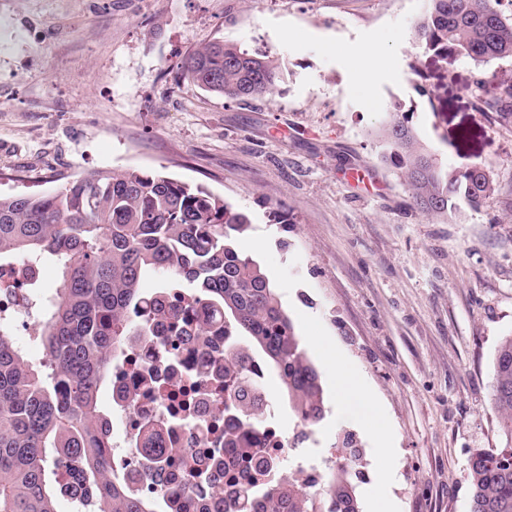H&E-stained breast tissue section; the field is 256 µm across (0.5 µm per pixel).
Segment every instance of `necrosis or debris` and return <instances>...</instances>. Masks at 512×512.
<instances>
[{
	"label": "necrosis or debris",
	"instance_id": "obj_1",
	"mask_svg": "<svg viewBox=\"0 0 512 512\" xmlns=\"http://www.w3.org/2000/svg\"><path fill=\"white\" fill-rule=\"evenodd\" d=\"M154 350L150 343L128 345L121 359L123 377L111 391L113 419L122 421L132 414L143 421L168 422L171 428L164 436L167 447L182 449L189 456L202 448L223 447V394L204 396L198 381L185 372L187 366L199 364L197 352L190 344L180 345L183 373L162 379L158 387L152 388L144 377Z\"/></svg>",
	"mask_w": 512,
	"mask_h": 512
}]
</instances>
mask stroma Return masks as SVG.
<instances>
[{
  "label": "stroma",
  "instance_id": "obj_1",
  "mask_svg": "<svg viewBox=\"0 0 512 512\" xmlns=\"http://www.w3.org/2000/svg\"><path fill=\"white\" fill-rule=\"evenodd\" d=\"M428 0H0V194L99 170L161 171L247 212L239 247L277 288L317 368L316 444L363 450L361 512H469L467 467L500 447L493 359L512 336V132L472 105V65H448L439 111L410 65ZM219 39L282 78L240 103L178 67ZM448 169L492 161L496 191L448 221L412 209L375 133L393 101ZM286 221H267L270 208ZM344 362L379 409L336 399Z\"/></svg>",
  "mask_w": 512,
  "mask_h": 512
}]
</instances>
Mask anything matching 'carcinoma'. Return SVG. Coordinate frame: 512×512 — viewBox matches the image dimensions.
<instances>
[{
  "label": "carcinoma",
  "instance_id": "cac0c4a2",
  "mask_svg": "<svg viewBox=\"0 0 512 512\" xmlns=\"http://www.w3.org/2000/svg\"><path fill=\"white\" fill-rule=\"evenodd\" d=\"M423 52L438 71L448 60L473 62L475 109L512 128V83L493 84L484 66L512 59V0H429L415 26ZM189 84L230 100L269 97L281 80L267 56L213 41L181 64ZM382 160L399 171L412 207L430 220H446L459 202L481 208L495 192L488 163L448 170L417 138L405 117L376 133ZM249 215L201 185L138 169L100 170L46 193L0 195V266L52 263L57 282L32 290L20 315L32 323L30 339L43 349L39 365L16 342L17 322L0 319V512H60L59 498L81 499L92 512H153L152 496L133 490L110 463V415L101 392L118 379V360L129 337L154 340L158 352L149 378L178 368L159 339L156 313L172 336H187L211 360L212 336H235L224 348V372H206L203 386L226 394L224 449L242 473L270 474L289 461L262 450L270 405L261 391L253 349L278 374L288 407L307 441L325 417L323 388L294 324L260 265L236 241ZM202 306L195 324L180 303ZM492 396L502 446L478 449L470 460V512H512V337L493 361ZM147 461L148 484L164 485L173 470L208 489L203 505L215 512H360L354 479L360 449L346 433L325 460L321 491L292 474L267 484L225 482L203 459L168 448L162 430L134 422Z\"/></svg>",
  "mask_w": 512,
  "mask_h": 512
}]
</instances>
